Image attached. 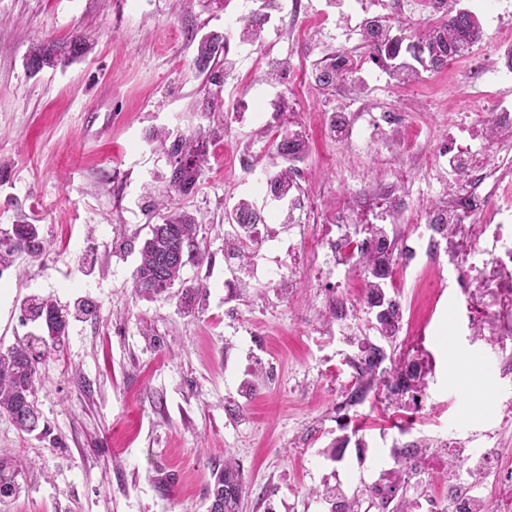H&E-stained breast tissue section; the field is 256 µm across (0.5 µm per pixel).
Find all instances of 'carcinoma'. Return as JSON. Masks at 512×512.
Returning a JSON list of instances; mask_svg holds the SVG:
<instances>
[{
    "instance_id": "1",
    "label": "carcinoma",
    "mask_w": 512,
    "mask_h": 512,
    "mask_svg": "<svg viewBox=\"0 0 512 512\" xmlns=\"http://www.w3.org/2000/svg\"><path fill=\"white\" fill-rule=\"evenodd\" d=\"M448 21L446 26L431 30L427 35L428 50L423 53L410 50L411 59L399 57L394 50L369 48V56L384 63L389 75L399 83L420 77L423 72L437 71L453 56L476 45L482 39V26L477 14L459 8L458 0H445ZM385 26L390 33L389 42L398 45L403 40H413L404 35L406 26L389 18L369 22L363 30V41L368 43L376 35V29ZM90 46L86 38L73 32L65 40L44 39L34 44L27 57L26 68L38 73L53 68L60 60L74 61L88 53ZM195 67L206 76L207 82L219 86L224 81V36L211 33L203 36L197 46ZM316 81L326 88L346 78V73L336 69V64L327 62L315 74ZM201 132L191 137L172 131L163 132L164 139H172V158L169 175L165 177L166 189L158 195L156 208L165 211L162 223L149 225V235L140 251V262L133 272L136 295L153 298L166 293L174 286L181 288V306L191 310L195 296L206 288L202 283L189 284L183 279L184 269L189 265L204 262L205 253L198 246L204 225L190 213L169 207L174 194L186 195L196 186L206 160V151L199 145ZM271 149L283 161V167L270 175L273 195L282 200L297 188L294 163L305 154L304 140L297 133L284 134L271 144ZM237 224H260L262 218L252 202L241 199L233 211ZM29 240L43 241L40 229L35 224L12 225V236L0 237V272L10 268L21 258L34 259L44 249L25 252L21 243ZM27 320L36 324L37 334L32 340L56 349L64 341L69 316L48 298L30 297L21 304ZM387 312L380 315L381 337L391 342L400 331V315L393 300L386 301ZM360 355L355 369L364 381H378L383 394L392 402L403 400L410 391L423 384V377L415 373L407 379H399V369L393 363L385 364L387 353L381 345L365 338L358 340ZM39 361L30 345L21 343L5 351L0 350V415L7 416L22 433H32L39 427L41 414L35 404V381ZM398 455L403 462L388 470L384 487L378 490L383 497L396 501L397 512H412L414 500L407 496L409 485V454L400 449ZM25 465L4 453L0 454V504H6L18 495V477ZM245 493V481L240 465L233 459L224 461V467L212 472V483L208 487V512H239Z\"/></svg>"
}]
</instances>
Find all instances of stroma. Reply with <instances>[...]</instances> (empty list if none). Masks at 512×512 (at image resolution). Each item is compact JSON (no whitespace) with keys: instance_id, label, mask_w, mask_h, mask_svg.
Returning a JSON list of instances; mask_svg holds the SVG:
<instances>
[{"instance_id":"obj_1","label":"stroma","mask_w":512,"mask_h":512,"mask_svg":"<svg viewBox=\"0 0 512 512\" xmlns=\"http://www.w3.org/2000/svg\"><path fill=\"white\" fill-rule=\"evenodd\" d=\"M483 39L473 48L485 70L449 65L402 85L373 64L325 90L317 69L339 51L365 55L349 0H255L271 15L256 45L232 42L224 84H204L194 65L201 36L228 30L244 0H0V230L40 225L46 249L0 274V349L26 342L35 326L20 305L37 295L71 312L68 335L40 364L36 402L44 428L19 432L0 416V448L29 462L8 512H207L206 488L225 458L243 470L240 512H332L334 497L363 495L393 449L430 443V463L413 473L416 512H448L445 443L495 429L512 469V357L469 322L448 266L432 260L404 278L405 322L423 330V408L388 404L376 386L349 403L356 337L378 341L364 304L362 268L345 280L316 275L302 251L338 212L366 222L384 197L403 203V223H424L445 205L455 173L429 157L462 145L512 167V143L492 144L483 117L512 109V14L494 16L479 0ZM90 40L85 57L33 75V42L74 31ZM354 112L353 132L333 138L327 117ZM406 114L390 125L384 116ZM192 133L217 128L195 190L174 207L204 224L208 256L184 277L207 283L198 313L181 312L177 292L146 299L133 271L150 225L147 190L163 188L170 158L156 128ZM300 133L307 145L297 181L301 203L270 201L267 264L276 281L227 263V217L240 199H257L246 167L281 166L272 140ZM291 222H284L285 212ZM442 281L437 296L422 282ZM346 294L342 320L324 301ZM150 336H143V329ZM258 380L252 397L244 382Z\"/></svg>"}]
</instances>
